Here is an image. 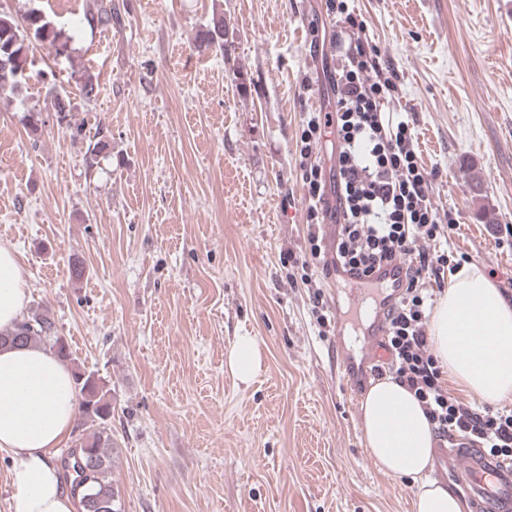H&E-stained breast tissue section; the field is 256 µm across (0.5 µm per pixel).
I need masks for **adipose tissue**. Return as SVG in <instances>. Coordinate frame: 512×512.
<instances>
[{"mask_svg":"<svg viewBox=\"0 0 512 512\" xmlns=\"http://www.w3.org/2000/svg\"><path fill=\"white\" fill-rule=\"evenodd\" d=\"M27 302L14 249L0 244V330L13 328ZM488 336L485 349L468 342ZM430 338L449 375L488 403L512 397V301L476 266L462 267L432 315ZM229 371L251 381L262 365L254 337L240 336L226 354ZM364 446L385 472L418 481L416 512H462L448 488L423 480L432 459L433 430L413 393L388 378L361 405ZM77 411L74 375L48 349L0 347V453L10 462L11 512H76L52 451L70 436Z\"/></svg>","mask_w":512,"mask_h":512,"instance_id":"1","label":"adipose tissue"}]
</instances>
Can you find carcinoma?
Instances as JSON below:
<instances>
[{
	"label": "carcinoma",
	"instance_id": "cac0c4a2",
	"mask_svg": "<svg viewBox=\"0 0 512 512\" xmlns=\"http://www.w3.org/2000/svg\"><path fill=\"white\" fill-rule=\"evenodd\" d=\"M112 0H98L91 21L107 30L112 28ZM71 36L57 28L40 10L33 8L17 19L12 14L0 11V63L8 72L22 71L20 80H25L28 68L30 45L40 42L53 49L55 55L68 53ZM224 48V16L212 15L203 36L196 43L199 51ZM77 109L71 91L63 84H53L46 92L43 106L33 109V127H38L39 115L54 112L64 119ZM37 345L46 343L63 360H70L68 345L58 336L55 322L45 313H33L17 323L14 328L0 331V346ZM76 389L81 400V414L85 433L79 437L76 447L68 450L62 460L65 481L71 484L72 493L79 497L83 512H121V505L112 486V434L108 423L112 418V406L105 386L91 374H74Z\"/></svg>",
	"mask_w": 512,
	"mask_h": 512
}]
</instances>
